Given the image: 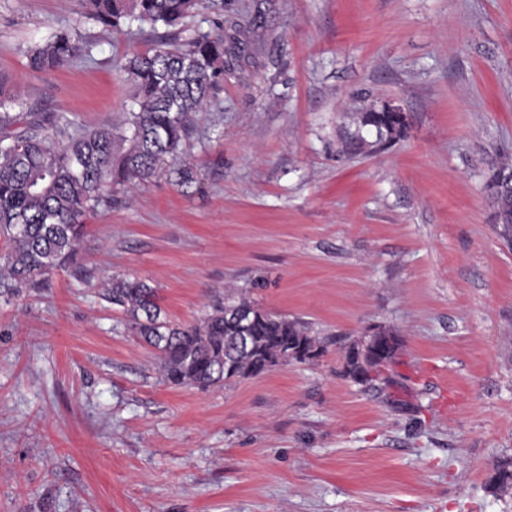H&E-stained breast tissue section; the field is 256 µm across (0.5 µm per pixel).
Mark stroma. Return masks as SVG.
<instances>
[{
	"label": "stroma",
	"mask_w": 512,
	"mask_h": 512,
	"mask_svg": "<svg viewBox=\"0 0 512 512\" xmlns=\"http://www.w3.org/2000/svg\"><path fill=\"white\" fill-rule=\"evenodd\" d=\"M224 60L183 155L115 186L75 266L0 289V512H512V244L488 180L512 158V0H204L183 22ZM81 35L35 70L28 50ZM165 28H104L84 0H0V78L79 127L129 102L121 69ZM403 138L342 154L360 113ZM158 290L172 321L230 288L327 344L210 390L175 387L102 297ZM400 339L374 386L344 374L370 330ZM85 49L86 44L79 36L54 34L45 43L31 48L30 65L36 70L61 68L80 57ZM389 112H393L396 119H404V113L399 105L387 103L383 105V112L380 110H370L363 112L360 116L362 127L375 128L378 138L376 140H383L385 137L393 142L398 141L404 136L406 130V122L403 127L396 128L392 123Z\"/></svg>",
	"instance_id": "stroma-1"
}]
</instances>
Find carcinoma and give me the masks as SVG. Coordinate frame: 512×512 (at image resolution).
<instances>
[{
    "instance_id": "cac0c4a2",
    "label": "carcinoma",
    "mask_w": 512,
    "mask_h": 512,
    "mask_svg": "<svg viewBox=\"0 0 512 512\" xmlns=\"http://www.w3.org/2000/svg\"><path fill=\"white\" fill-rule=\"evenodd\" d=\"M91 15L106 28L128 18L152 27L173 28L203 0H85ZM86 49L79 36L58 33L30 50L36 70L61 68ZM224 60V35L198 33L179 44L163 43L135 55L123 66L131 85V107L118 125L69 132L58 116L7 93L0 81V237L10 250L0 265V287L35 288L75 260L84 237V218L108 201L107 187L151 178L170 158L178 182L197 180V168L179 161L192 115L203 109L216 70ZM361 125L378 139L394 142L406 127H395L387 112L371 110ZM501 236L512 240V182L490 185ZM104 299L123 308L130 329L159 353L170 384L207 390L231 381L265 375L292 362L319 358L325 347L307 323L273 312L245 295H224L211 313L193 324L162 315L156 289L138 279L112 278ZM250 312L247 326L235 313ZM376 336L394 344L378 355H362L352 345L345 371L358 384L365 375L392 364L398 337L381 329ZM494 490L512 489V467L490 479Z\"/></svg>"
}]
</instances>
